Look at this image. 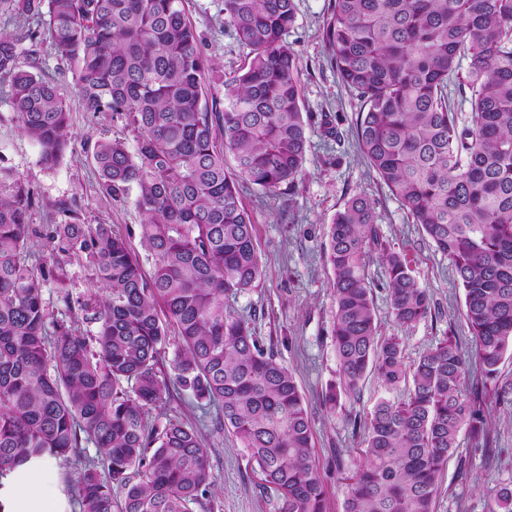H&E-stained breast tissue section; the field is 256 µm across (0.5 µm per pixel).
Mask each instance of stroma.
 Returning a JSON list of instances; mask_svg holds the SVG:
<instances>
[{
	"label": "stroma",
	"mask_w": 512,
	"mask_h": 512,
	"mask_svg": "<svg viewBox=\"0 0 512 512\" xmlns=\"http://www.w3.org/2000/svg\"><path fill=\"white\" fill-rule=\"evenodd\" d=\"M333 4L334 0H296V21L285 41L298 61L308 124L303 170L296 183L281 187L277 196L267 197L253 188L244 192L243 201L254 217L265 276L257 288L229 297L227 303L250 321L264 348L293 370L311 415L327 512H343L340 477L352 468L362 446L361 435L353 433L346 422L347 415L365 417L380 399L403 398L406 390L387 389L369 375L356 394L341 397L336 410L322 403L339 371L332 343L333 273L324 257L327 226L333 216L353 196L367 195L375 207L380 234L391 248L406 255L420 285L432 296L431 316L411 326L399 325L389 314L380 262L371 260L379 334L402 338L405 363L435 346L449 330L463 337L468 331L460 317L462 290L447 259L412 224L357 149L359 103L340 83L323 35ZM185 8L202 39L203 53L215 63L207 95L223 98L224 82L243 67L247 50L224 23V0H185ZM47 26L44 16L23 27L0 19V33L14 36L27 28L39 36L41 74L63 87L68 99H75L73 66L57 58L44 41ZM111 132L112 122L105 115L73 110L65 154L55 166L45 167L37 147L22 134L9 98L0 92V173L20 178L29 188L33 197L30 224L41 229L70 221L109 224L133 250H140L142 214L133 197L115 201L104 194L91 159L95 142ZM63 270L64 284L52 279L44 288L53 318L60 322L68 321L69 313L58 300L59 286H66L76 298L86 297L97 287L85 265L67 263ZM165 412L201 431L216 479L217 512H282L280 493L260 487L239 441L230 433L212 431L215 409L196 407L184 393L172 399ZM484 413L499 439L501 453L495 461L485 462L467 435H460L459 449L449 457L441 480L435 512H491L497 488L512 482V412L490 402Z\"/></svg>",
	"instance_id": "1"
}]
</instances>
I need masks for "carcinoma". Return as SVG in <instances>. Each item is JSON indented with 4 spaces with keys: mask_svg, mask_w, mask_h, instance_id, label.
<instances>
[{
    "mask_svg": "<svg viewBox=\"0 0 512 512\" xmlns=\"http://www.w3.org/2000/svg\"><path fill=\"white\" fill-rule=\"evenodd\" d=\"M45 13L55 55L76 64V102L35 72L36 49L23 36L0 34V83L46 167L66 148L71 106L111 115L116 131L96 142L92 159L107 194L136 191L152 269L109 224L52 225L53 250L89 265L102 293L75 300L62 291L70 324L50 334L45 268L25 261L39 236L28 224L32 197L20 181L0 183V478L33 458L62 457L73 465L78 512H212L201 432L149 423L177 391L217 410L213 430L240 442L284 512H326L293 373L224 303L263 276L241 192L274 195L302 173L298 62L284 42L295 0H224L248 62L224 82L222 109L205 91L214 64L183 0H0L9 20ZM325 36L360 102L359 150L448 258L471 344L464 352L450 331L408 366L399 337L377 336L373 254L396 322L428 317L432 299L384 241L371 200L348 201L327 231L340 380L323 403L336 409L368 372L408 394L353 419L364 448L341 477L344 512H434L460 431L490 462L497 437L483 404L491 396L512 406V377L500 368L512 354V0H334ZM456 94L470 104L465 122ZM81 323L95 333L82 334ZM495 503L490 512H512V484Z\"/></svg>",
    "mask_w": 512,
    "mask_h": 512,
    "instance_id": "cac0c4a2",
    "label": "carcinoma"
}]
</instances>
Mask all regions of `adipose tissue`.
<instances>
[{
  "label": "adipose tissue",
  "mask_w": 512,
  "mask_h": 512,
  "mask_svg": "<svg viewBox=\"0 0 512 512\" xmlns=\"http://www.w3.org/2000/svg\"><path fill=\"white\" fill-rule=\"evenodd\" d=\"M0 512H65L47 459H35L0 479Z\"/></svg>",
  "instance_id": "1"
}]
</instances>
